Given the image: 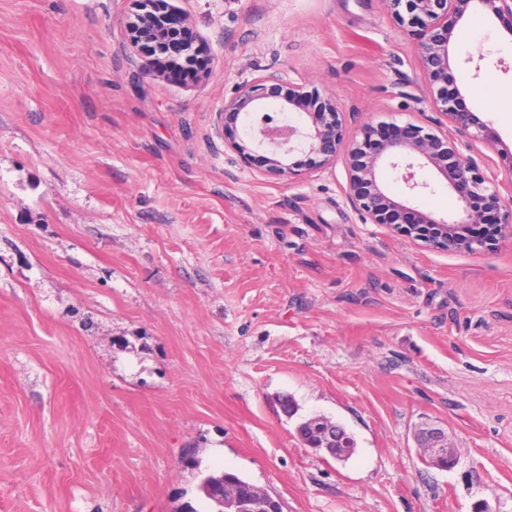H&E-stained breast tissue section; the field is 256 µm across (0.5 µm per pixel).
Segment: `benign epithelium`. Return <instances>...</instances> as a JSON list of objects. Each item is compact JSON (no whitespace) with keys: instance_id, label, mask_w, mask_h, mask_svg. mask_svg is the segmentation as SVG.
I'll return each mask as SVG.
<instances>
[{"instance_id":"benign-epithelium-1","label":"benign epithelium","mask_w":512,"mask_h":512,"mask_svg":"<svg viewBox=\"0 0 512 512\" xmlns=\"http://www.w3.org/2000/svg\"><path fill=\"white\" fill-rule=\"evenodd\" d=\"M154 0H133V20L127 22L128 45L138 48L158 43L172 59H191L195 40L177 32L154 16ZM394 22L417 36L415 52L430 96V108L447 118L455 135L470 140L488 139L487 127L474 133L473 114L458 107L448 93V46L452 30L448 14L463 17L479 6L497 17L512 19V0H385ZM278 100L269 114L266 100ZM248 119L247 139L238 137L240 115ZM224 146L247 163L254 149H262L266 172L292 179L299 176L297 165L289 162L295 152H305L326 166L344 156L348 174V202L365 224H385L397 234L426 248L443 252H476L491 249L492 241L472 228L492 224L494 232L512 235V198L502 202L498 179L481 171L478 162L463 155L454 139L438 135L422 125H365L361 139H345L342 111L319 91L285 81L276 74L254 77L240 84L235 95L224 101L220 112ZM433 168L449 188L461 193L454 212L433 218L390 196L386 173L402 182L410 197L432 191V184L419 178L418 170ZM418 443L427 459L446 461L453 466L455 448L447 432L434 426L423 428Z\"/></svg>"}]
</instances>
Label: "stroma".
<instances>
[{
  "label": "stroma",
  "instance_id": "obj_1",
  "mask_svg": "<svg viewBox=\"0 0 512 512\" xmlns=\"http://www.w3.org/2000/svg\"><path fill=\"white\" fill-rule=\"evenodd\" d=\"M166 3L199 79L142 74L131 0H0V512H208L224 469L284 512H512V236L432 251L363 223L343 164L296 153L287 181L224 148L225 100L268 73L333 96L350 138L434 124L415 36L383 0ZM448 23V87L495 133L470 154L511 198L512 19ZM314 416L348 461L302 444ZM422 429L424 432L423 439L417 443L420 454L424 458L440 461L432 462L424 459L425 462L430 466L438 467L439 464H443L441 461H448V467L442 468L452 467L454 461H456V455L455 448L448 442L447 432L440 427L434 426H427Z\"/></svg>",
  "mask_w": 512,
  "mask_h": 512
}]
</instances>
